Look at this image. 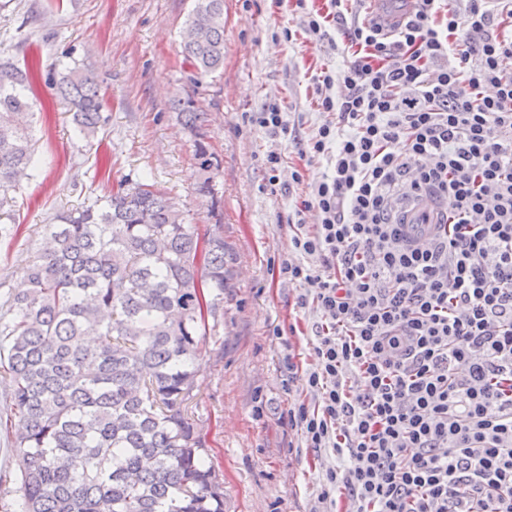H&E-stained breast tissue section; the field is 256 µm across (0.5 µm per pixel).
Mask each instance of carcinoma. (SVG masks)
<instances>
[{
  "mask_svg": "<svg viewBox=\"0 0 512 512\" xmlns=\"http://www.w3.org/2000/svg\"><path fill=\"white\" fill-rule=\"evenodd\" d=\"M222 15L224 0H193L182 36L193 85L173 100L195 137L196 192L218 223L221 162L195 95L224 69ZM28 84L27 70L0 62V208L37 168ZM55 88L77 134L95 139L109 117L92 76L67 68ZM46 233L51 247L30 257L29 287L0 302L23 512H224V483L186 410L209 321L224 313V235L199 239L147 181L58 215Z\"/></svg>",
  "mask_w": 512,
  "mask_h": 512,
  "instance_id": "cac0c4a2",
  "label": "carcinoma"
}]
</instances>
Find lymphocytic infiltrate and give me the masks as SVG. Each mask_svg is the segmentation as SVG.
Instances as JSON below:
<instances>
[{
  "label": "lymphocytic infiltrate",
  "instance_id": "1",
  "mask_svg": "<svg viewBox=\"0 0 512 512\" xmlns=\"http://www.w3.org/2000/svg\"><path fill=\"white\" fill-rule=\"evenodd\" d=\"M294 2L310 42L343 27L342 64L311 76L330 119L304 139L276 103L243 120L327 168L277 269L319 317L288 413L338 459L317 501L512 512V0H418L392 31L365 0ZM405 186L450 202L424 249L395 216Z\"/></svg>",
  "mask_w": 512,
  "mask_h": 512
}]
</instances>
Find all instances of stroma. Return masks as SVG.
<instances>
[{"instance_id":"stroma-1","label":"stroma","mask_w":512,"mask_h":512,"mask_svg":"<svg viewBox=\"0 0 512 512\" xmlns=\"http://www.w3.org/2000/svg\"><path fill=\"white\" fill-rule=\"evenodd\" d=\"M191 0H0V58L28 61L37 156L42 168L22 182L0 222L15 227L0 240V295L19 292L44 227L61 213L90 204L120 182L146 178L165 189L198 233L215 219L195 192L193 139L171 107L189 68L181 53ZM290 0H224V73L205 80L199 101L207 112L206 142L221 160L224 244L230 280L224 315L200 356L188 407L198 420L208 463L224 479V512H313L319 477L331 454L306 448L288 423V411L305 401L290 380L274 327L295 328L290 338L299 368L311 363L310 309L297 307L299 286L272 278L270 266L292 257L288 213L319 166H303L293 145L243 124L241 115L280 104L300 136L324 123L310 104L307 70L341 58L330 44L305 37L286 42L282 26L298 28ZM93 74L109 117L93 149L75 133L55 97L51 77L63 67ZM284 156L280 184L262 187L268 151ZM303 170V183L291 174ZM22 455L0 428V512H19L16 478Z\"/></svg>"}]
</instances>
